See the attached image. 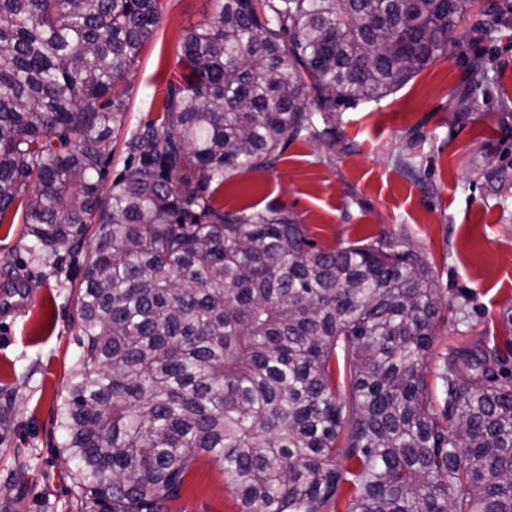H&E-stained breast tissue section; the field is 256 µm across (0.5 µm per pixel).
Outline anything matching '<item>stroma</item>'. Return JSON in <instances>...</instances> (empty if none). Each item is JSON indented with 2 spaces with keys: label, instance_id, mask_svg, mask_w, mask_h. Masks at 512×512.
<instances>
[{
  "label": "stroma",
  "instance_id": "obj_1",
  "mask_svg": "<svg viewBox=\"0 0 512 512\" xmlns=\"http://www.w3.org/2000/svg\"><path fill=\"white\" fill-rule=\"evenodd\" d=\"M488 0L452 34L446 56L379 98L360 99L333 118L313 113L314 134L289 141L273 166L226 175L214 192L230 212L285 210L318 245L368 243L384 236L429 265L444 303H466L457 324L441 329L434 354L512 331V189L489 169L512 174V0H496L504 27L475 28ZM215 0H159V21L144 44L121 99L123 128L102 165L110 189L132 164L126 141L163 114L170 82L181 79L185 36L211 19ZM485 63L478 104L464 111L459 90L474 59ZM25 211L0 221V286L16 278L24 296L0 311V385L17 392L18 425L0 470L22 466V480L0 491V512H78V491L63 459L56 406L79 357L78 293L95 243L35 260ZM169 512H239L213 459L198 454L182 497Z\"/></svg>",
  "mask_w": 512,
  "mask_h": 512
}]
</instances>
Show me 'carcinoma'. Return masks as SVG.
<instances>
[{
  "mask_svg": "<svg viewBox=\"0 0 512 512\" xmlns=\"http://www.w3.org/2000/svg\"><path fill=\"white\" fill-rule=\"evenodd\" d=\"M216 2L104 201L126 119L110 94L157 0H0V220L24 199L30 250L54 256L98 225L56 411L84 512H164L200 452L240 512H328L345 487L346 512H512V373L488 336L430 371L449 319L424 260L392 239L319 246L285 210L226 212L209 192L312 131L309 107L430 66L472 0ZM17 416L0 387V446Z\"/></svg>",
  "mask_w": 512,
  "mask_h": 512,
  "instance_id": "1",
  "label": "carcinoma"
}]
</instances>
